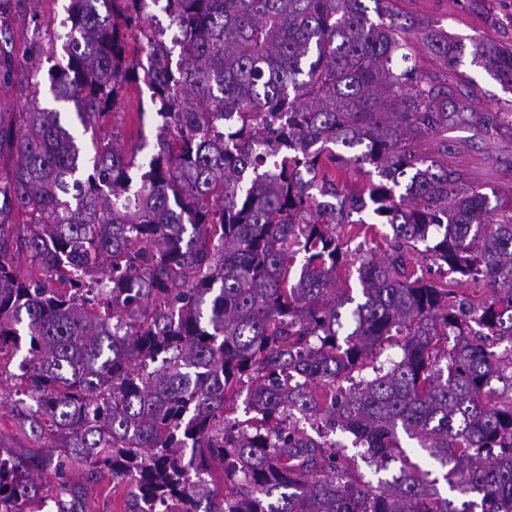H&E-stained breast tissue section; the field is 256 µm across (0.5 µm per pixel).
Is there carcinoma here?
Wrapping results in <instances>:
<instances>
[{"mask_svg":"<svg viewBox=\"0 0 512 512\" xmlns=\"http://www.w3.org/2000/svg\"><path fill=\"white\" fill-rule=\"evenodd\" d=\"M162 1L170 46L130 57L128 32L162 36ZM391 2L70 0L47 75L74 115L0 112V213L27 217L0 220V360L26 348L17 419L44 441L0 454V512L73 493V469L131 483L128 512H512V206L456 135L512 141V108L479 109L463 44ZM417 40L443 72L397 65ZM13 51L0 24L1 85ZM472 62L512 89V48L476 42ZM129 84L158 122L142 157L99 126ZM377 223L392 235L358 257L357 302L336 280ZM420 244L448 280L410 265ZM470 281L491 293L471 301ZM393 338L401 354L355 378ZM244 390L253 416L232 420ZM338 428L389 477L352 469L324 441Z\"/></svg>","mask_w":512,"mask_h":512,"instance_id":"cac0c4a2","label":"carcinoma"}]
</instances>
